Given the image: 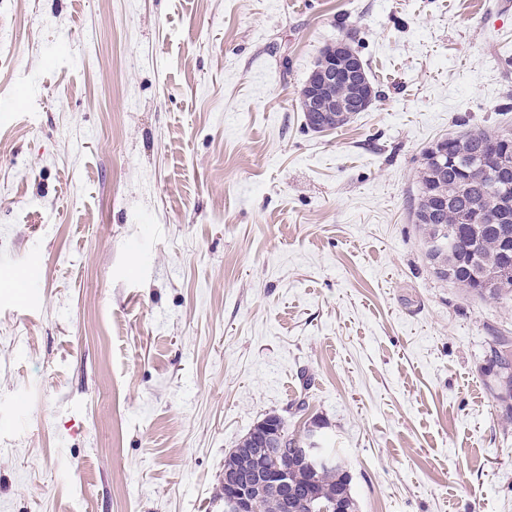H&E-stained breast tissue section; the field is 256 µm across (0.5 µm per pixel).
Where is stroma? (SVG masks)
Here are the masks:
<instances>
[{"instance_id":"stroma-1","label":"stroma","mask_w":512,"mask_h":512,"mask_svg":"<svg viewBox=\"0 0 512 512\" xmlns=\"http://www.w3.org/2000/svg\"><path fill=\"white\" fill-rule=\"evenodd\" d=\"M341 39L380 96L317 133ZM2 98L0 512H224L273 413L358 512H512V299L439 281L412 220L428 147L512 134V8L0 0Z\"/></svg>"}]
</instances>
